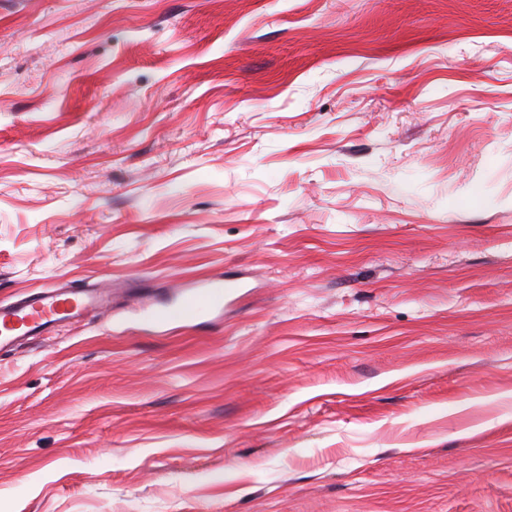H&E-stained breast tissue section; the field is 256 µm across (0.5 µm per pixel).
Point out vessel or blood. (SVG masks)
Segmentation results:
<instances>
[{"mask_svg":"<svg viewBox=\"0 0 512 512\" xmlns=\"http://www.w3.org/2000/svg\"><path fill=\"white\" fill-rule=\"evenodd\" d=\"M225 285L208 280L182 293L179 302L158 313L154 322L166 327L174 323L204 317L224 301ZM112 302L111 284H92L85 288L57 285L29 294L0 308V348L27 336L47 333L57 322L79 323L89 313L108 307Z\"/></svg>","mask_w":512,"mask_h":512,"instance_id":"1","label":"vessel or blood"}]
</instances>
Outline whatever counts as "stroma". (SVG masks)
Wrapping results in <instances>:
<instances>
[{"mask_svg": "<svg viewBox=\"0 0 512 512\" xmlns=\"http://www.w3.org/2000/svg\"><path fill=\"white\" fill-rule=\"evenodd\" d=\"M58 281L0 512H512V0H0V305ZM189 288L194 289L182 293L175 306L163 310L153 318L156 326L166 327L210 314L224 302V288L233 287L219 280H208Z\"/></svg>", "mask_w": 512, "mask_h": 512, "instance_id": "stroma-1", "label": "stroma"}]
</instances>
